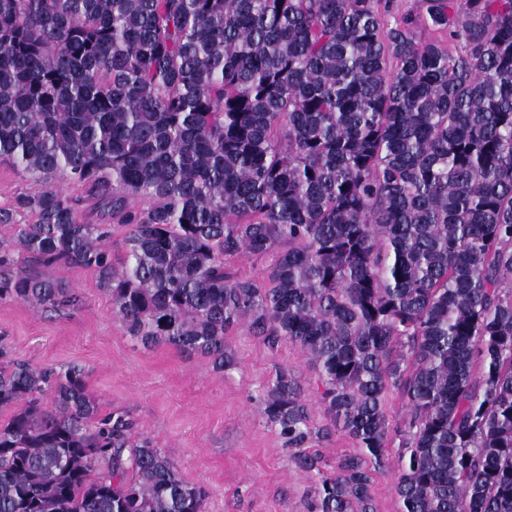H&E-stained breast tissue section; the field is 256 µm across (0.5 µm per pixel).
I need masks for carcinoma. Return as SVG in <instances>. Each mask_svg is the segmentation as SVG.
Returning a JSON list of instances; mask_svg holds the SVG:
<instances>
[{"label":"carcinoma","mask_w":512,"mask_h":512,"mask_svg":"<svg viewBox=\"0 0 512 512\" xmlns=\"http://www.w3.org/2000/svg\"><path fill=\"white\" fill-rule=\"evenodd\" d=\"M379 2L0 0V160L32 178L15 210L36 216L0 211V298L81 305L27 270L65 264L145 347L222 371L244 325L301 350L326 423L286 370L263 416L306 471L334 429L359 448L310 512H375L390 387L409 408L399 512H512V0H424L446 49ZM85 377L0 336V512H205Z\"/></svg>","instance_id":"carcinoma-1"}]
</instances>
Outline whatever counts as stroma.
<instances>
[{
    "label": "stroma",
    "instance_id": "1",
    "mask_svg": "<svg viewBox=\"0 0 512 512\" xmlns=\"http://www.w3.org/2000/svg\"><path fill=\"white\" fill-rule=\"evenodd\" d=\"M424 12L422 0H388L383 20L392 26L412 17L416 41L447 42L446 33L422 22ZM42 273L80 292L83 303L54 311L0 299V333L16 359L83 366L87 394L102 413L128 414L136 437L150 438L186 481L206 488L208 512H307L311 475L297 467L260 409L270 377L285 368L301 381L313 423L323 424L320 382L303 352L288 344L269 348L241 327L224 338L234 366L216 372L200 354L163 344L147 348L125 335L91 271L57 265ZM399 441L391 436L374 475L377 512H398Z\"/></svg>",
    "mask_w": 512,
    "mask_h": 512
}]
</instances>
